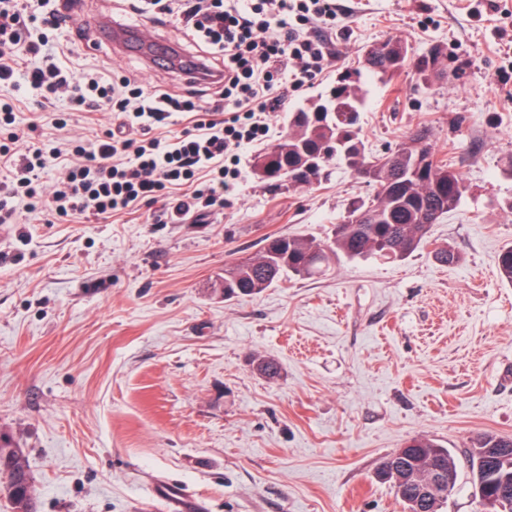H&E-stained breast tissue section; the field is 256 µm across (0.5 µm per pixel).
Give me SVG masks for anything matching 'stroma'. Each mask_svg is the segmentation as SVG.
Returning <instances> with one entry per match:
<instances>
[{
    "mask_svg": "<svg viewBox=\"0 0 512 512\" xmlns=\"http://www.w3.org/2000/svg\"><path fill=\"white\" fill-rule=\"evenodd\" d=\"M349 16L318 28L335 56L271 113L269 143L290 112L325 94L363 50L401 39L409 57L444 47L448 71L365 77L358 129L375 151L416 127L463 178L456 210L430 246L385 262L340 259L313 279L284 277L225 299V265L270 236L326 238L375 190L338 162L306 188L274 186L249 162L235 195L167 223L161 204L106 223L23 216L0 236V431L23 447L37 512H163L161 479L205 512H402L375 471L415 437L458 464L447 512H482L468 449L512 435V284L497 270L512 246V0H339ZM53 50L75 73L188 91L177 74L96 42L129 21L125 0H78ZM92 52H84L85 43ZM34 90L0 85L19 128L79 141L111 127L95 112L54 128ZM458 261L444 265L433 249ZM272 359L269 379L254 360Z\"/></svg>",
    "mask_w": 512,
    "mask_h": 512,
    "instance_id": "obj_1",
    "label": "stroma"
}]
</instances>
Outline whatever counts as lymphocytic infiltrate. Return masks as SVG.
Returning <instances> with one entry per match:
<instances>
[{
	"label": "lymphocytic infiltrate",
	"instance_id": "obj_1",
	"mask_svg": "<svg viewBox=\"0 0 512 512\" xmlns=\"http://www.w3.org/2000/svg\"><path fill=\"white\" fill-rule=\"evenodd\" d=\"M74 2L0 0V84L12 82L20 46L27 81L42 104L67 99L57 129L92 112L121 119L67 147H23L11 129L0 142V163L9 169L0 180V224L18 223L23 212L41 214L48 224L65 217L104 222L161 198L165 218L176 223L212 206L241 183L246 151L270 132L269 114L334 62L311 30L335 26L336 0H128L131 13L175 23L219 63L215 98L149 91L126 79L74 73L46 53L50 33ZM180 113L191 122L176 131ZM59 165L64 176L44 193L41 173ZM201 177L204 188H195Z\"/></svg>",
	"mask_w": 512,
	"mask_h": 512
}]
</instances>
